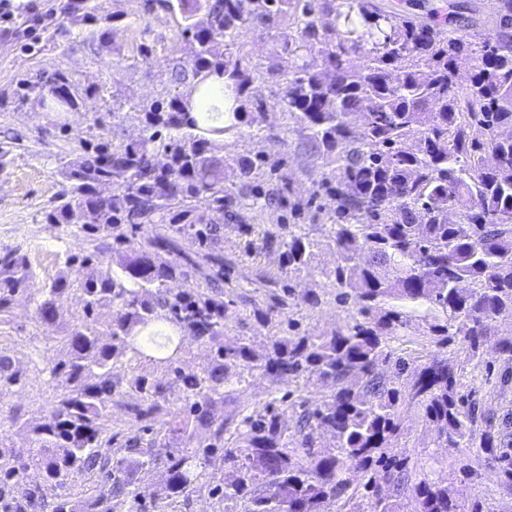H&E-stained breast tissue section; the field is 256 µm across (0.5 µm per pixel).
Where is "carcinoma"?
<instances>
[{
    "label": "carcinoma",
    "mask_w": 512,
    "mask_h": 512,
    "mask_svg": "<svg viewBox=\"0 0 512 512\" xmlns=\"http://www.w3.org/2000/svg\"><path fill=\"white\" fill-rule=\"evenodd\" d=\"M181 17L188 55L173 64L174 89L128 100L141 114L140 137L114 144L92 134L67 167L69 185L46 207L47 228L84 238L69 255L73 277L34 283L23 245L0 248V324L15 298L36 293L49 330L59 304L78 293L83 317L64 337L67 355L52 369L57 394L48 419L18 446L0 442V512H179L198 485L212 486L224 512H493L459 498L448 475L411 474L395 451L403 409L422 415L438 448H471L512 487V409H480L475 384L484 348L495 343L512 386V338L497 320L512 316V0H497L499 32L463 41L441 24H420L372 0H156ZM61 19L99 27L95 0H61ZM272 45L253 63L247 38ZM286 55L292 66L283 70ZM474 62L468 87L455 82L461 57ZM224 76V101L207 115L186 109L205 80ZM278 84L276 106L297 125L296 150L321 162L312 196L335 205L330 241L336 264L324 271L356 315L340 328L290 335V305L319 297L293 284L246 319L267 331L261 354L245 336H226L224 220L292 194L288 170L263 155L236 161L226 185L219 142L243 134L271 137L256 96L261 80ZM42 93L58 118L87 106L96 89L64 72L20 78L0 106ZM366 114L363 127L352 118ZM495 162L486 164V157ZM272 185L263 191L260 182ZM101 184L112 185L108 195ZM281 268L293 276L315 266L318 242L300 224L280 225ZM192 282L172 291L173 281ZM105 309L107 321L95 315ZM415 320L438 351L412 367L393 342ZM210 348L211 359L186 372L183 342ZM172 353H167V350ZM146 362L162 381L130 367ZM126 367L123 377L116 366ZM256 374L318 381L329 393L311 405L299 397L251 410L235 404L217 418L213 405L236 400ZM21 383L0 354V388ZM182 392L184 413L166 402ZM153 432L149 442L108 428L112 407ZM328 433L334 444L324 446ZM36 468L42 485L30 486ZM164 468L165 494L144 501L133 479ZM98 479L109 496L92 493Z\"/></svg>",
    "instance_id": "1"
}]
</instances>
